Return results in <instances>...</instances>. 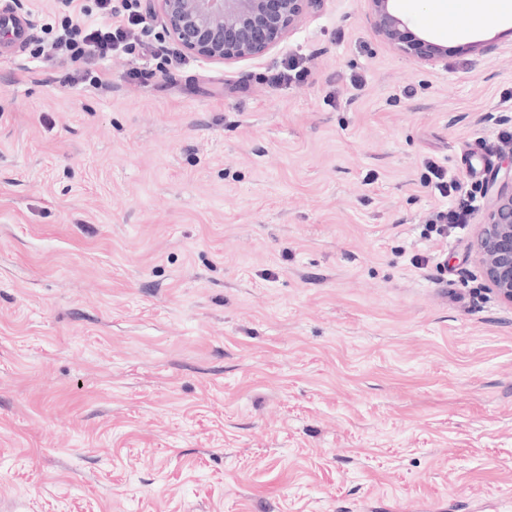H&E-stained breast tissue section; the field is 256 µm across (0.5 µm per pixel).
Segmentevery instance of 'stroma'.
Listing matches in <instances>:
<instances>
[{
  "mask_svg": "<svg viewBox=\"0 0 512 512\" xmlns=\"http://www.w3.org/2000/svg\"><path fill=\"white\" fill-rule=\"evenodd\" d=\"M440 4L393 3L431 63L318 0L258 57L148 16L82 73L57 0H0V512H512V306L470 251L512 15ZM432 164L478 197L444 237Z\"/></svg>",
  "mask_w": 512,
  "mask_h": 512,
  "instance_id": "35a3bbf8",
  "label": "stroma"
}]
</instances>
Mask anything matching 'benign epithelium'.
Listing matches in <instances>:
<instances>
[{"instance_id": "1", "label": "benign epithelium", "mask_w": 512, "mask_h": 512, "mask_svg": "<svg viewBox=\"0 0 512 512\" xmlns=\"http://www.w3.org/2000/svg\"><path fill=\"white\" fill-rule=\"evenodd\" d=\"M176 47L211 62L232 64L259 56L284 38L315 0H151ZM377 33L405 54L434 61L441 45L408 37V21L393 0H369ZM471 250L498 298L512 305V171L491 201Z\"/></svg>"}]
</instances>
